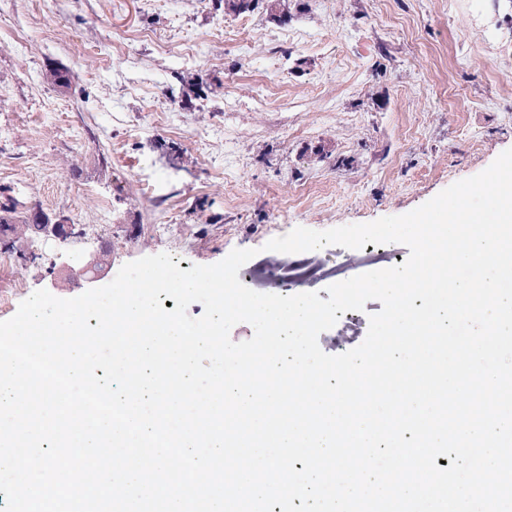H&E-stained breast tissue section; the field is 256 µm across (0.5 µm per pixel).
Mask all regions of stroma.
<instances>
[{
	"instance_id": "obj_1",
	"label": "stroma",
	"mask_w": 512,
	"mask_h": 512,
	"mask_svg": "<svg viewBox=\"0 0 512 512\" xmlns=\"http://www.w3.org/2000/svg\"><path fill=\"white\" fill-rule=\"evenodd\" d=\"M510 148L512 0H0V201L83 230L29 239L26 263L0 251V321L39 289L81 295L68 274L103 246L101 287L145 256L241 248L251 290L328 299L408 248L266 243L408 213ZM381 308L320 348L357 347Z\"/></svg>"
}]
</instances>
